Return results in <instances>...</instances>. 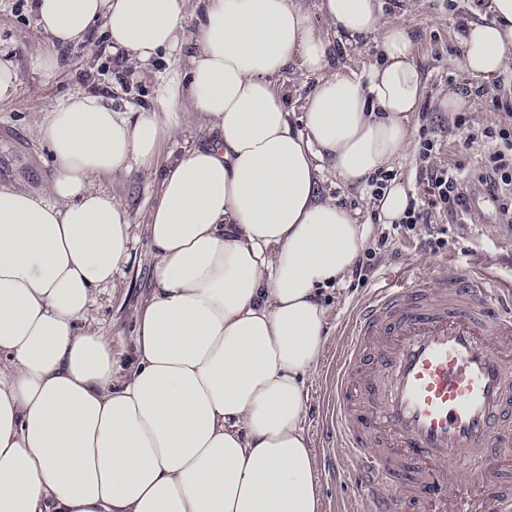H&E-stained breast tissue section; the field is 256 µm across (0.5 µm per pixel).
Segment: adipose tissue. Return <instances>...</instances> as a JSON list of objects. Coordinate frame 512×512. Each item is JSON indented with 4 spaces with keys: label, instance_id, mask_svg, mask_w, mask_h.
<instances>
[{
    "label": "adipose tissue",
    "instance_id": "obj_1",
    "mask_svg": "<svg viewBox=\"0 0 512 512\" xmlns=\"http://www.w3.org/2000/svg\"><path fill=\"white\" fill-rule=\"evenodd\" d=\"M188 0H37L52 43L102 26L140 62L178 47ZM172 90L130 115L82 92L48 107L50 174L0 184V512H320L304 427L329 309L369 227L321 196L332 171L366 182L409 147L425 79L407 26L381 0H205ZM374 39L359 68L332 64L324 26ZM478 87L512 88V0H489L462 36ZM318 76L302 129L278 81ZM210 141L161 182L147 230L157 262L133 362L87 321L119 288L135 239L100 186L152 172L172 127Z\"/></svg>",
    "mask_w": 512,
    "mask_h": 512
}]
</instances>
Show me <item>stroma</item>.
<instances>
[{
  "label": "stroma",
  "mask_w": 512,
  "mask_h": 512,
  "mask_svg": "<svg viewBox=\"0 0 512 512\" xmlns=\"http://www.w3.org/2000/svg\"><path fill=\"white\" fill-rule=\"evenodd\" d=\"M32 7L33 0H0V57L12 61L19 70L14 93L0 100V183L35 189L48 174L45 148L37 133V123L47 105L73 93L88 92L100 96L117 112L150 106L165 88L177 82L183 72L184 52L174 50L155 63L125 62L120 54L112 52L98 27L79 42L52 47L36 28ZM471 17L468 0H424L422 6L400 14L415 35L416 62L426 76V89L418 112L411 118L413 142L391 173L410 183L412 198L419 206L425 201V176L419 160L422 138H432L441 146L434 165L456 166L465 175L477 167L485 152L480 143L466 151L458 149L448 135L454 127L453 113L437 109L438 100L449 90H464L470 84L455 60L462 54L459 24ZM46 51L53 52L57 61L55 69L48 73L31 65L36 55ZM206 136L199 118L189 127L166 134L160 146L159 174L186 149L204 143ZM159 174L147 178L134 168L107 176L101 182L103 189L127 207L137 225V241L123 287L103 294L91 313L94 324L111 336L114 350L125 363L131 357L136 316L151 291L155 257L145 224L150 208L159 198ZM321 193L357 210L360 220L369 222L367 247L375 254L373 270L365 281L348 276L325 294L331 321L322 360L307 383L304 422L317 460L321 512H358L360 493L338 467L342 451L336 446L335 435L324 427L336 351L353 312L388 273L414 278L446 264L463 268L478 264L492 276L512 279V227L499 223L492 209L475 220L461 212H436L430 224L419 225L413 238L404 239L393 232L391 225L378 221L371 206L370 186L344 188L328 172ZM440 228L446 231V244L435 252L429 241Z\"/></svg>",
  "instance_id": "stroma-1"
}]
</instances>
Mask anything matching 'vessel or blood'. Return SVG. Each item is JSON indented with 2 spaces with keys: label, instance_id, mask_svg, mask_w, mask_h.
<instances>
[{
  "label": "vessel or blood",
  "instance_id": "vessel-or-blood-1",
  "mask_svg": "<svg viewBox=\"0 0 512 512\" xmlns=\"http://www.w3.org/2000/svg\"><path fill=\"white\" fill-rule=\"evenodd\" d=\"M336 445L364 512H512V281L442 267L383 283L357 308L336 354ZM460 481L449 486V472Z\"/></svg>",
  "mask_w": 512,
  "mask_h": 512
}]
</instances>
